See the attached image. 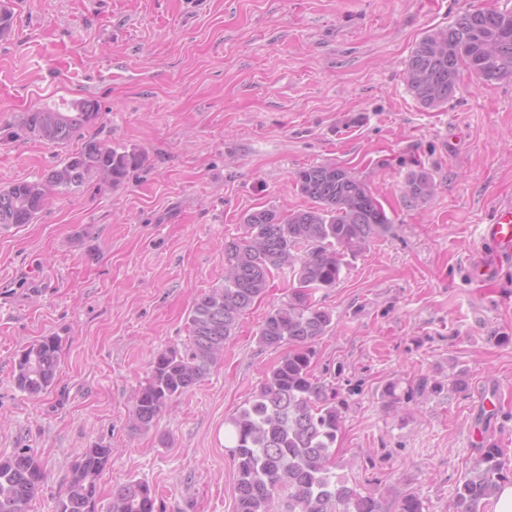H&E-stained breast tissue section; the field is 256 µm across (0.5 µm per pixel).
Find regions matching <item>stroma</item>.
Here are the masks:
<instances>
[{
    "mask_svg": "<svg viewBox=\"0 0 512 512\" xmlns=\"http://www.w3.org/2000/svg\"><path fill=\"white\" fill-rule=\"evenodd\" d=\"M0 38V188L36 180L94 136L144 164L118 185L90 176L33 223L0 232V457L34 454L47 479L32 512H56L78 449L112 450L96 512L128 480L158 512H234L222 433L282 349L259 344L292 275L275 273L207 377L147 430L130 414L155 351L188 342L198 295L224 282L243 215L309 207L299 169L335 164L390 224L316 301L333 314L315 376L345 402L333 471L381 512L417 497L453 512L480 441L512 458V270L470 261L495 203L512 199V78L470 71L436 110L408 91L417 40L465 9L512 0H12ZM93 98L100 118L64 146L15 137L22 112ZM433 194L414 202L408 177ZM63 339L57 387L33 398L17 354ZM463 372L466 385L449 376ZM397 400L389 402L388 386ZM433 185L429 175L425 172H415L409 177L406 185V193L410 199L421 200L429 197Z\"/></svg>",
    "mask_w": 512,
    "mask_h": 512,
    "instance_id": "stroma-1",
    "label": "stroma"
}]
</instances>
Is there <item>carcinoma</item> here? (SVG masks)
Masks as SVG:
<instances>
[{"mask_svg":"<svg viewBox=\"0 0 512 512\" xmlns=\"http://www.w3.org/2000/svg\"><path fill=\"white\" fill-rule=\"evenodd\" d=\"M480 81L512 78V38L502 36L484 9L459 13L445 28L421 37L407 61L406 80L413 98L426 109L448 103L459 89L461 69ZM100 118L92 98L66 108H33L22 114L18 130L56 146L70 142ZM144 155L118 151L90 137L43 178L0 189V227L30 224L49 204L51 192L79 186L97 174L117 185L140 167ZM296 187L312 206L282 213L275 208L247 212L244 235L224 243V284L196 299L189 313V342L154 353L150 373L137 395L133 426L148 429L171 401L192 391L224 355V346L241 316L269 288L273 271L291 268L288 303L270 312L258 341L264 347L288 346L259 388L226 423L224 440L236 462V512H379L371 493L336 478L331 458L343 423L338 389L312 373V344L332 330V313L314 295L333 288L354 256L391 224L366 185L347 169L313 165L297 172ZM425 172H414L406 193L413 200L431 195ZM62 337L44 336L28 345L15 362V383L31 397L57 383ZM112 449L96 444L78 454L56 512H94L98 479ZM503 453L489 443L479 449L476 466L458 485L454 512H485L509 479ZM45 474L26 451L0 457V512H31ZM107 512H156V492L130 480L113 495Z\"/></svg>","mask_w":512,"mask_h":512,"instance_id":"1","label":"carcinoma"}]
</instances>
